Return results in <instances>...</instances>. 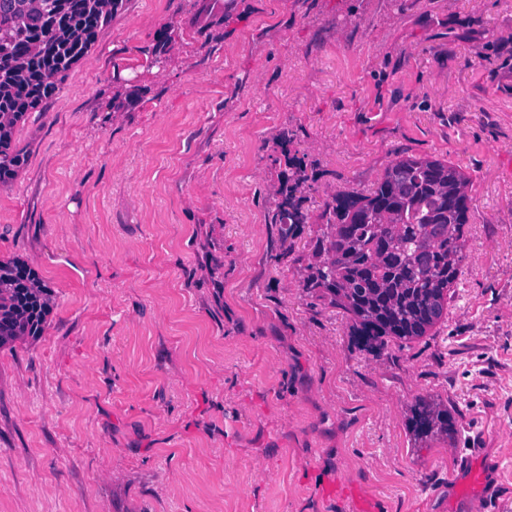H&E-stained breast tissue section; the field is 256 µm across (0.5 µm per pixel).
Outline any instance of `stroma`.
Here are the masks:
<instances>
[{
    "label": "stroma",
    "mask_w": 512,
    "mask_h": 512,
    "mask_svg": "<svg viewBox=\"0 0 512 512\" xmlns=\"http://www.w3.org/2000/svg\"><path fill=\"white\" fill-rule=\"evenodd\" d=\"M14 139L0 259L52 310L0 348V512H512V0H123ZM405 156L468 176L465 274L375 356L303 283ZM302 180L298 178L293 185H286L281 189V199L275 205V223L284 225L307 223L309 217L301 211L300 203L296 201V192ZM413 427L416 435L422 437H434L440 434L452 437L458 432L448 410H435L424 402L415 411Z\"/></svg>",
    "instance_id": "stroma-1"
}]
</instances>
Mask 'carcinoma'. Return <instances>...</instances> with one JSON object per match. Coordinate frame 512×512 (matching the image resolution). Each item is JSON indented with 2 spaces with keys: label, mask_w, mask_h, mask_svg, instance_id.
<instances>
[{
  "label": "carcinoma",
  "mask_w": 512,
  "mask_h": 512,
  "mask_svg": "<svg viewBox=\"0 0 512 512\" xmlns=\"http://www.w3.org/2000/svg\"><path fill=\"white\" fill-rule=\"evenodd\" d=\"M122 3L0 0V181L21 164L15 126L56 93ZM468 183L448 160L408 156L392 162L370 193H338L323 204L329 257L311 268L304 288L351 315L352 334L366 351L439 335L463 271ZM299 185L281 189L275 222L307 223L296 201ZM49 297L23 260H0V348L41 334ZM413 427L422 437L457 433L448 410L424 402Z\"/></svg>",
  "instance_id": "1"
}]
</instances>
